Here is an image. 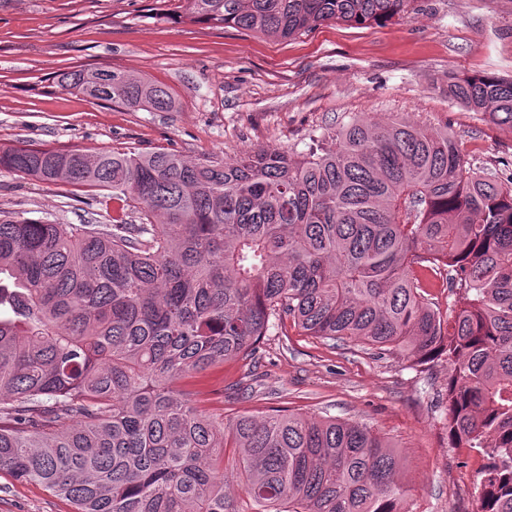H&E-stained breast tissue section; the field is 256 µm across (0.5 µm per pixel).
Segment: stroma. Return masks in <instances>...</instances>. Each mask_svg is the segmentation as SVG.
Returning <instances> with one entry per match:
<instances>
[{
    "label": "stroma",
    "mask_w": 512,
    "mask_h": 512,
    "mask_svg": "<svg viewBox=\"0 0 512 512\" xmlns=\"http://www.w3.org/2000/svg\"><path fill=\"white\" fill-rule=\"evenodd\" d=\"M100 68L164 85L169 112L72 94L62 73ZM512 79V0H410L403 19L332 23L283 41L193 23L181 0H0V145L171 149L223 161L273 146L296 155L311 135L369 113L448 131L477 170L512 177V128L448 96V76ZM0 213L51 224H106L104 205L64 184L0 171ZM448 365L431 370L354 340L293 325L270 330L255 360L228 361L227 415L273 408L362 423L394 445L409 512H477L479 452L442 425ZM0 512H72L42 485L0 472Z\"/></svg>",
    "instance_id": "stroma-1"
}]
</instances>
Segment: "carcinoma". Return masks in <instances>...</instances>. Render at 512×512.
I'll return each mask as SVG.
<instances>
[{
	"mask_svg": "<svg viewBox=\"0 0 512 512\" xmlns=\"http://www.w3.org/2000/svg\"><path fill=\"white\" fill-rule=\"evenodd\" d=\"M185 2L194 22L284 40L409 4ZM101 73L61 83L94 98ZM109 75L104 101L173 108L153 81ZM448 97L512 127V79L455 77ZM0 170L106 190L116 213L0 218V471L74 512H408L399 457L370 428L281 409L229 417L185 387L255 358L289 321L448 362V443L485 457L477 512H512V179L467 166L448 131L363 113L296 158L10 146ZM438 285L464 291L455 314L431 297ZM230 471L240 503L224 494Z\"/></svg>",
	"mask_w": 512,
	"mask_h": 512,
	"instance_id": "1",
	"label": "carcinoma"
}]
</instances>
